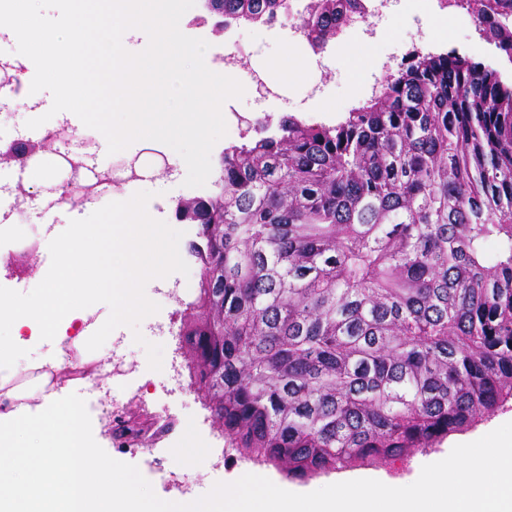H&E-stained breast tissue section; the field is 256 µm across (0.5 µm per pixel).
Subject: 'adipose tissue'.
<instances>
[{"mask_svg": "<svg viewBox=\"0 0 512 512\" xmlns=\"http://www.w3.org/2000/svg\"><path fill=\"white\" fill-rule=\"evenodd\" d=\"M66 215L67 225L42 227L41 250L56 260L42 287L0 289V322L13 327L0 337V512H512V447L494 432L413 484L360 479L317 495L251 473L243 488L218 487L206 501H149L122 459L87 451L88 405L72 396L77 381L63 391L55 377L64 340L94 358L101 331L88 317L101 294L114 321L148 314L140 286L163 275L148 260L157 226L132 193L116 196L95 228L79 210Z\"/></svg>", "mask_w": 512, "mask_h": 512, "instance_id": "1", "label": "adipose tissue"}]
</instances>
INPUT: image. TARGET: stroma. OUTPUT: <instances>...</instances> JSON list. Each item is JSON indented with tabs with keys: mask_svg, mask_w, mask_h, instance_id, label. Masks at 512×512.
Listing matches in <instances>:
<instances>
[{
	"mask_svg": "<svg viewBox=\"0 0 512 512\" xmlns=\"http://www.w3.org/2000/svg\"><path fill=\"white\" fill-rule=\"evenodd\" d=\"M427 2L406 0L402 9L390 13L378 25L374 35L358 31L349 41L332 46L327 53V68L321 71L305 64L300 81L285 93L259 96L249 73L240 72L246 92L233 100L237 117L228 122L226 135L213 147L211 161H218L224 148L239 143L245 122L253 113L262 110L276 118L287 111L296 112L299 100L307 97L312 87H320L326 109L304 113V120L309 122L336 121L352 105L368 98V85L383 76L385 55L407 50ZM426 38L439 46L455 45L460 54L495 68L504 79L512 80V60L481 37L476 27L450 25L437 17ZM237 39L255 50L260 59L280 46L300 42L299 34L289 27L260 24L240 26ZM184 179L179 161L168 159L161 178L145 177L109 188L84 215L87 223H100L111 211L116 194L134 192L155 223L176 235L181 251L179 260L166 267L160 281L144 283L148 315L131 316L116 324L111 319L109 302L100 304L96 313L112 338L101 341L102 357L95 363L96 373L77 389L90 404L86 433L92 451L121 456L130 476L141 484L148 498L158 502L188 495L206 497L213 486L237 484L248 472L259 468L228 447L210 411L190 385L179 333L183 304L194 296L201 267L186 251L188 243L197 238V225L179 223L174 214L177 201L193 195L192 189L184 186ZM154 415L161 416L166 427L151 445L124 447L118 437L119 420L141 422ZM180 446L205 447L206 466L200 470L190 465L173 469L169 451Z\"/></svg>",
	"mask_w": 512,
	"mask_h": 512,
	"instance_id": "35a3bbf8",
	"label": "stroma"
}]
</instances>
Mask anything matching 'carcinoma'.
Returning <instances> with one entry per match:
<instances>
[{"mask_svg": "<svg viewBox=\"0 0 512 512\" xmlns=\"http://www.w3.org/2000/svg\"><path fill=\"white\" fill-rule=\"evenodd\" d=\"M288 0H222L217 33ZM358 0H310L323 49ZM476 25L512 60V0ZM186 303L196 391L241 456L312 478L386 463L512 400V85L417 52L335 124L288 113L224 149Z\"/></svg>", "mask_w": 512, "mask_h": 512, "instance_id": "1", "label": "carcinoma"}]
</instances>
